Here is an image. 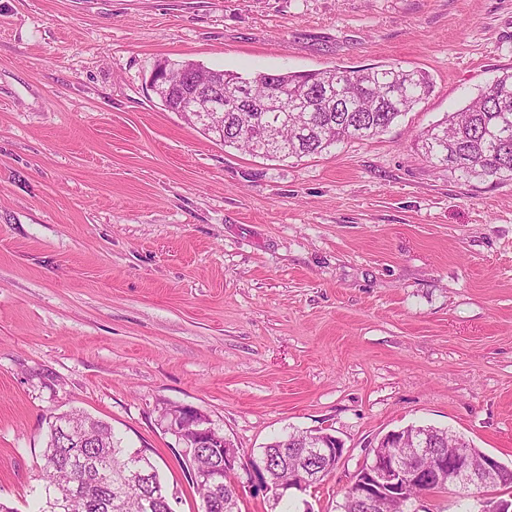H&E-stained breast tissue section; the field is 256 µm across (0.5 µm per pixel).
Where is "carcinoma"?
<instances>
[{
    "instance_id": "cac0c4a2",
    "label": "carcinoma",
    "mask_w": 512,
    "mask_h": 512,
    "mask_svg": "<svg viewBox=\"0 0 512 512\" xmlns=\"http://www.w3.org/2000/svg\"><path fill=\"white\" fill-rule=\"evenodd\" d=\"M224 77V92L245 95L238 111L224 113V128L203 123L187 111L180 96L158 94L170 112H185L187 120L204 134L226 147L253 152L254 146L270 137L285 145L280 157L318 155L348 140H366L385 132L402 114L425 100L432 83L423 73L397 64L334 68L314 72H279L275 89L288 98V108L262 112L246 99L266 92L265 82L247 79L226 70L214 71ZM430 160L448 166L465 177L493 182L512 181V72H505L460 110L420 135ZM80 429L48 428L43 449L46 476L45 512H59L58 500L68 499L67 512H167L169 497L157 466L147 454L132 458L112 427L101 420L74 413ZM424 435L430 452H446L457 436L445 429L413 425ZM309 447V431H292L261 450L267 459L270 480L288 481L283 465L295 467L308 476V488L324 481L336 466L320 465L298 452ZM223 455L206 449L190 459L193 469L207 470ZM238 476L228 473L219 488L196 486L206 512H226L224 501L233 496L230 486ZM432 488L409 485L399 498L387 501L382 512H413V502ZM340 512H370L353 486H348L339 503Z\"/></svg>"
}]
</instances>
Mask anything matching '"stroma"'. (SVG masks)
<instances>
[{
	"mask_svg": "<svg viewBox=\"0 0 512 512\" xmlns=\"http://www.w3.org/2000/svg\"><path fill=\"white\" fill-rule=\"evenodd\" d=\"M166 59L433 90L376 138L262 158L165 109ZM505 70L512 0H0V502L41 512L71 412L145 450L172 512H204L172 406L245 456L341 439L314 512L410 424L512 466V181L417 146Z\"/></svg>",
	"mask_w": 512,
	"mask_h": 512,
	"instance_id": "obj_1",
	"label": "stroma"
}]
</instances>
